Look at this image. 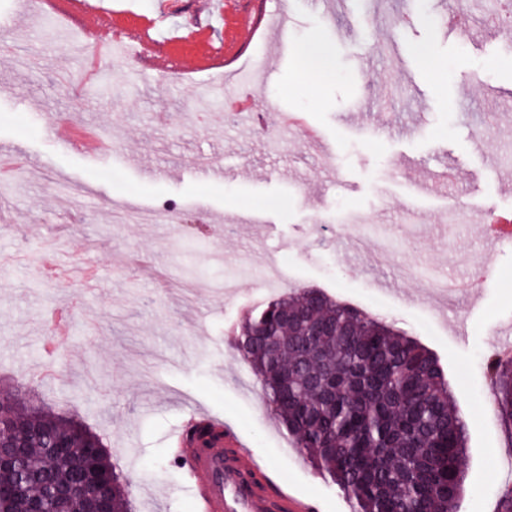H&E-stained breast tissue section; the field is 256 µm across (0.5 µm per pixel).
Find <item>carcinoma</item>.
Segmentation results:
<instances>
[{
	"label": "carcinoma",
	"instance_id": "cac0c4a2",
	"mask_svg": "<svg viewBox=\"0 0 512 512\" xmlns=\"http://www.w3.org/2000/svg\"><path fill=\"white\" fill-rule=\"evenodd\" d=\"M288 309L294 319H279ZM318 325L322 335L310 329ZM233 348L263 387L292 447L329 476L355 512H456L466 425L439 360L405 333L317 289L247 315ZM494 405L512 447V359L487 362ZM0 433L30 451L0 463V512H85L69 495L93 475L112 485L109 512L131 490L99 434L45 406L32 389L0 392Z\"/></svg>",
	"mask_w": 512,
	"mask_h": 512
}]
</instances>
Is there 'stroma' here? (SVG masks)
Here are the masks:
<instances>
[{
	"label": "stroma",
	"instance_id": "35a3bbf8",
	"mask_svg": "<svg viewBox=\"0 0 512 512\" xmlns=\"http://www.w3.org/2000/svg\"><path fill=\"white\" fill-rule=\"evenodd\" d=\"M21 2L0 0V149L16 153L0 180V384L56 369L45 401L102 435L133 512H199L171 441L196 410L229 423L311 512H352L290 450L230 341L245 310L319 288L438 357L468 423L457 512H499L511 443L486 402L485 359L512 344V243L487 244L481 226L512 210V27L486 22L512 12L507 0H365L354 13L334 2L322 16L305 0H267L288 15L284 53L253 32L247 0H180L167 14L158 0H105L128 24L154 20L160 54L94 60L76 39L93 17L60 28ZM457 10L467 22L448 31L441 18ZM190 22L240 43L262 131L221 109L237 83L201 66L182 39ZM315 38L333 59L324 76L296 55ZM282 112L303 114L319 142L281 127ZM69 117L99 129L111 153L45 136ZM202 156L223 179L198 174ZM445 166L456 183L416 194ZM359 221L379 247L353 263L340 230ZM44 252L58 276L40 272ZM88 265L95 281L81 275ZM476 269L489 275L478 293L450 301L429 286ZM381 275L395 292L376 288ZM63 303L78 309L70 341L46 347L42 316Z\"/></svg>",
	"mask_w": 512,
	"mask_h": 512
}]
</instances>
